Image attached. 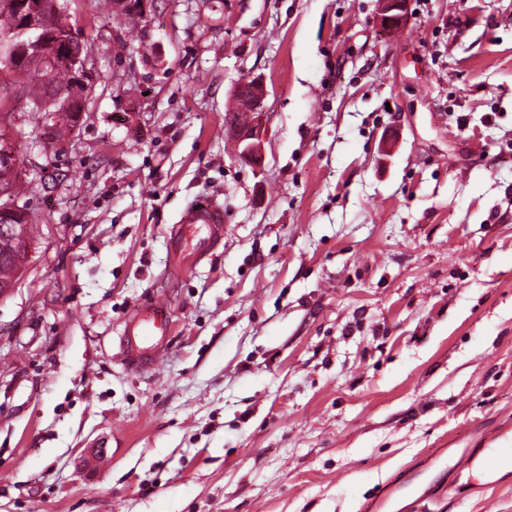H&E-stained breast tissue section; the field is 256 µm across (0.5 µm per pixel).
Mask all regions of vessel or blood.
<instances>
[{
	"instance_id": "obj_1",
	"label": "vessel or blood",
	"mask_w": 512,
	"mask_h": 512,
	"mask_svg": "<svg viewBox=\"0 0 512 512\" xmlns=\"http://www.w3.org/2000/svg\"><path fill=\"white\" fill-rule=\"evenodd\" d=\"M169 274L178 279L201 263L212 260L224 242V206L213 198L191 203L181 213L170 237ZM171 310L167 299L154 295L125 321L119 338L121 362L134 370L158 366L170 345ZM469 465L477 467L486 482L512 469V435L501 434L495 448H474Z\"/></svg>"
}]
</instances>
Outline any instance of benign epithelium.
I'll use <instances>...</instances> for the list:
<instances>
[{
	"mask_svg": "<svg viewBox=\"0 0 512 512\" xmlns=\"http://www.w3.org/2000/svg\"><path fill=\"white\" fill-rule=\"evenodd\" d=\"M380 23L387 28L392 24L403 23L407 10L406 0H379ZM0 9L11 12H20L26 15L21 27L15 30L11 37L0 38V61L8 70L14 69V63L21 55L29 53H41L46 48L49 36L56 37V41L66 43L72 38L68 30L63 32H50L51 26L48 17L43 14L42 0H0ZM66 64L78 69L84 75V79L75 83L70 89V94H63L47 102L32 103L26 99L15 96V99L0 107V121L5 125L14 126L16 113L25 110L27 112H41L45 120L53 119L55 112H74L82 103L79 95H84L89 89L90 75L87 57H69ZM265 90L263 84L256 78L244 77L237 83L234 90V101L237 109L249 112L253 115V122L247 126H239L231 120H226L227 125L234 132V138L239 149V155L248 162H255L261 156V144L259 130ZM0 157L11 163L17 172L22 171L19 156L16 154L13 139L9 135L0 138ZM28 220L27 212L18 205L0 208V232H10L12 225L21 224Z\"/></svg>",
	"mask_w": 512,
	"mask_h": 512,
	"instance_id": "benign-epithelium-1",
	"label": "benign epithelium"
}]
</instances>
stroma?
<instances>
[{"mask_svg": "<svg viewBox=\"0 0 512 512\" xmlns=\"http://www.w3.org/2000/svg\"><path fill=\"white\" fill-rule=\"evenodd\" d=\"M66 0L92 91L20 113L31 248L0 297V512H372L512 429V0ZM267 90L264 163L224 116ZM212 195L224 245L168 272ZM166 294L172 340L120 361ZM403 512H512L484 496ZM407 0H379L380 23L383 27L389 28L392 24H402L407 10ZM398 12L399 15H393ZM171 310L167 299L155 294L124 322L118 343L121 362L134 370L158 366L171 341ZM407 489H412L417 495V499L427 497L432 494L431 485L427 480L420 478V475L407 479L399 486L389 487L385 490L382 496L374 503L376 509H382L386 506L387 502L396 493L403 492Z\"/></svg>", "mask_w": 512, "mask_h": 512, "instance_id": "obj_1", "label": "stroma"}]
</instances>
